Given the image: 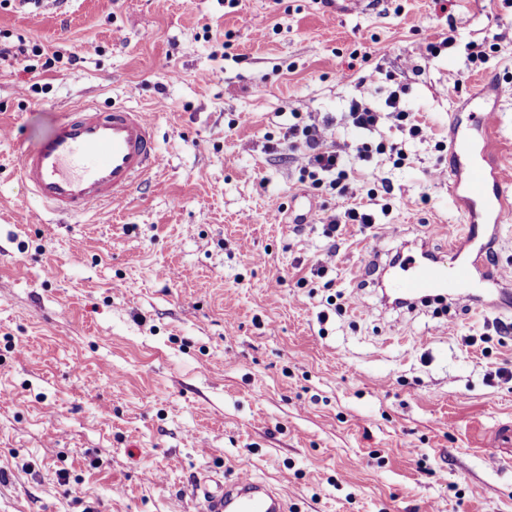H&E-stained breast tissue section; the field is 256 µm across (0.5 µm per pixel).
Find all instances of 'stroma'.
<instances>
[{"label": "stroma", "mask_w": 512, "mask_h": 512, "mask_svg": "<svg viewBox=\"0 0 512 512\" xmlns=\"http://www.w3.org/2000/svg\"><path fill=\"white\" fill-rule=\"evenodd\" d=\"M3 34L61 60L0 65V512H203L204 473L267 481L289 512H512L490 445L512 294L488 317L395 309L370 268L447 256L461 217L433 173L477 81L512 84V0H31L0 8ZM394 90L426 136L402 165L356 160L389 182L376 221L311 276L337 201L268 147L297 112L353 149L403 141L343 120ZM82 103L146 112L161 163L120 208L58 222L13 171Z\"/></svg>", "instance_id": "stroma-1"}]
</instances>
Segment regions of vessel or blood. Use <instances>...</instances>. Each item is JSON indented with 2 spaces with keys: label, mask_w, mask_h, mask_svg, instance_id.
Returning a JSON list of instances; mask_svg holds the SVG:
<instances>
[{
  "label": "vessel or blood",
  "mask_w": 512,
  "mask_h": 512,
  "mask_svg": "<svg viewBox=\"0 0 512 512\" xmlns=\"http://www.w3.org/2000/svg\"><path fill=\"white\" fill-rule=\"evenodd\" d=\"M479 90L471 101L476 111L468 141L453 140L455 163L448 168V190H466L470 204L493 194L496 224L512 222V182L488 175V156L497 153L498 112L484 107L488 94ZM160 161L153 126L139 111L115 106L103 110L92 104L69 107L50 135L23 152L17 175L37 199L58 216L84 214L105 205L122 203L128 191L149 176ZM499 283L501 268H481L479 261L448 264L428 251L402 257L399 270L381 282L384 303L412 308L429 299L448 304H480L475 277ZM194 490L205 512H288L286 499L266 481L238 476L221 481L210 475L197 478Z\"/></svg>",
  "instance_id": "b4317fda"
}]
</instances>
